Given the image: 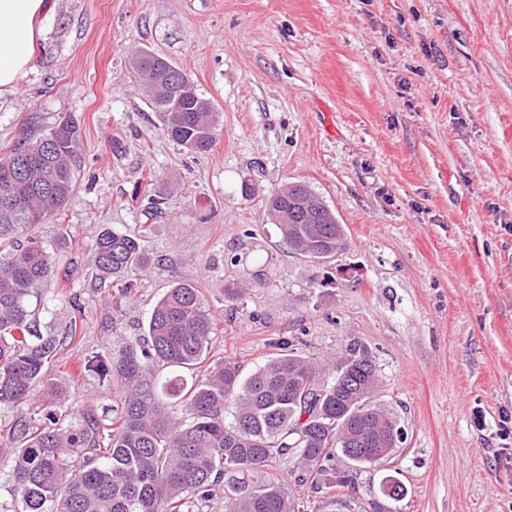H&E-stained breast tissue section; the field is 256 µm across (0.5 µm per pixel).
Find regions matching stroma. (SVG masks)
Segmentation results:
<instances>
[{"mask_svg":"<svg viewBox=\"0 0 512 512\" xmlns=\"http://www.w3.org/2000/svg\"><path fill=\"white\" fill-rule=\"evenodd\" d=\"M51 2L35 70L0 96V153L64 117L81 132L71 200L29 229L59 260L33 331L83 329L51 369L54 410L111 411L86 356L143 336L192 279L219 322L209 361L248 374L297 335L324 365L368 351L406 437L358 471L366 512H512V0ZM142 49L213 103L208 153L164 133L132 71ZM292 182L344 224L333 259L282 243L265 200ZM149 184L167 198L152 220ZM104 230L148 259L129 298L95 276ZM273 474L308 512H352L349 489L297 483L286 460ZM387 475L402 499L382 495Z\"/></svg>","mask_w":512,"mask_h":512,"instance_id":"stroma-1","label":"stroma"}]
</instances>
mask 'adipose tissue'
Segmentation results:
<instances>
[{
  "label": "adipose tissue",
  "instance_id": "ef3b65f1",
  "mask_svg": "<svg viewBox=\"0 0 512 512\" xmlns=\"http://www.w3.org/2000/svg\"><path fill=\"white\" fill-rule=\"evenodd\" d=\"M48 0H0V95L14 92L35 68L34 44Z\"/></svg>",
  "mask_w": 512,
  "mask_h": 512
}]
</instances>
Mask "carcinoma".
<instances>
[{
    "label": "carcinoma",
    "instance_id": "1",
    "mask_svg": "<svg viewBox=\"0 0 512 512\" xmlns=\"http://www.w3.org/2000/svg\"><path fill=\"white\" fill-rule=\"evenodd\" d=\"M134 68L167 136L189 152L210 151L216 112L187 75L148 51ZM80 169V130L67 118L0 154V247L64 207ZM266 208L295 254L322 260L344 247V225L307 185L272 193ZM146 263L135 237L98 236L93 268L121 295L133 291L128 271ZM55 267L34 237L0 252V409L28 406L38 391L62 395L48 365L75 341L77 324L61 339L34 336L28 326L31 298ZM217 331L200 290L177 282L151 308L142 339L120 336L117 350L84 364L83 372L120 389L112 421L91 409L69 419L50 411L43 426L21 422L0 432V446L16 449L20 512H196L221 494L224 512H305L269 474L278 459L293 458L297 480L315 489H352V471L400 443L397 420L375 400L378 373L367 353L353 350L325 373L302 354L298 337L247 376L224 360L200 378ZM336 451L349 466L334 467ZM381 492L404 496L390 475Z\"/></svg>",
    "mask_w": 512,
    "mask_h": 512
}]
</instances>
